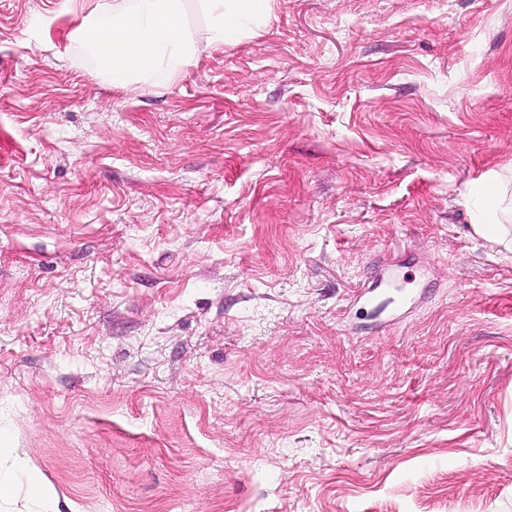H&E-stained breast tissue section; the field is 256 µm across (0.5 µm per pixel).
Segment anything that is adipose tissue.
I'll list each match as a JSON object with an SVG mask.
<instances>
[{
    "instance_id": "obj_1",
    "label": "adipose tissue",
    "mask_w": 512,
    "mask_h": 512,
    "mask_svg": "<svg viewBox=\"0 0 512 512\" xmlns=\"http://www.w3.org/2000/svg\"><path fill=\"white\" fill-rule=\"evenodd\" d=\"M194 0H64L72 15L71 42L98 63L115 88L170 84L208 48L257 34L268 22L273 0H195L208 20L206 39L187 24Z\"/></svg>"
}]
</instances>
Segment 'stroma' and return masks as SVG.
<instances>
[{
  "instance_id": "35a3bbf8",
  "label": "stroma",
  "mask_w": 512,
  "mask_h": 512,
  "mask_svg": "<svg viewBox=\"0 0 512 512\" xmlns=\"http://www.w3.org/2000/svg\"><path fill=\"white\" fill-rule=\"evenodd\" d=\"M62 2L0 0V512H512V0H275L161 89Z\"/></svg>"
}]
</instances>
